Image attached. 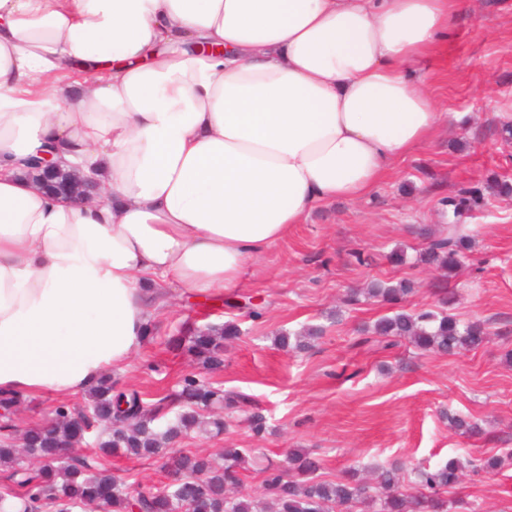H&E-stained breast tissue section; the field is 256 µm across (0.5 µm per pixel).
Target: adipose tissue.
<instances>
[{"label": "adipose tissue", "mask_w": 512, "mask_h": 512, "mask_svg": "<svg viewBox=\"0 0 512 512\" xmlns=\"http://www.w3.org/2000/svg\"><path fill=\"white\" fill-rule=\"evenodd\" d=\"M461 6L0 0V393L84 397L168 290L230 296L313 209L368 194L440 123L416 69ZM66 59L95 67L53 81ZM51 142L103 200L33 184Z\"/></svg>", "instance_id": "1"}]
</instances>
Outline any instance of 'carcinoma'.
<instances>
[{"instance_id":"1","label":"carcinoma","mask_w":512,"mask_h":512,"mask_svg":"<svg viewBox=\"0 0 512 512\" xmlns=\"http://www.w3.org/2000/svg\"><path fill=\"white\" fill-rule=\"evenodd\" d=\"M464 248L460 225L450 224L445 233L428 240L419 261L449 275ZM411 292L408 280L396 286L375 282L368 289L370 297L390 304ZM367 332L388 344L408 336L423 351L456 354L480 347L488 328L481 321L462 326L445 312L401 308L379 318ZM238 335L232 323L195 329L188 351L201 360L205 374H182L178 390L155 402L145 401L139 391L120 385L110 374L102 378L83 398L97 424L96 448L74 447L75 407L68 402L53 406L51 422L26 429L22 446L11 438L12 418L5 417L0 425V469L9 485L0 491V512H11L16 500L24 503V512H67L75 503L86 512H357L376 504V512H448L444 494L460 482L465 470L456 458L432 469H416L415 481L408 485L400 479L402 467L380 468L375 484L369 485L355 468L340 481L321 479V460L294 449L262 469L260 492L250 494L239 489L249 449L226 448L219 457L179 449L165 460V467L180 475L176 482L141 485L130 493L106 457L150 459L164 445L191 434L218 437L224 433V410L232 406L251 409L250 429L256 435L265 431L266 417L248 396L228 395L207 378L223 370L224 342Z\"/></svg>"}]
</instances>
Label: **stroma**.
Returning a JSON list of instances; mask_svg holds the SVG:
<instances>
[{"label":"stroma","mask_w":512,"mask_h":512,"mask_svg":"<svg viewBox=\"0 0 512 512\" xmlns=\"http://www.w3.org/2000/svg\"><path fill=\"white\" fill-rule=\"evenodd\" d=\"M428 84L439 128L431 141L403 156L372 192L315 208L288 237L250 264L236 299L261 300V318L236 308L213 311L172 297L150 317L148 343L115 377L149 394L171 391L180 374L199 370L187 350L166 341L192 325L235 323L240 334L224 352L213 379L250 395L267 430L253 436L242 413H229L224 435L189 436L183 448H250L256 468L244 478L257 491L258 467L302 448L321 458V476L337 480L348 467L368 473L390 464L433 466L451 458L485 459L512 452V197L494 181L512 178V0H463L454 31L433 60ZM463 187L480 196L464 217L467 247L457 274L442 283L417 263L428 237L448 221V201ZM405 254L403 264L390 258ZM364 252L357 264L353 252ZM412 281L408 309H433L440 288L460 323L482 321L491 336L481 348L439 355L406 340L382 348L365 331L391 306L373 299L347 304L350 291L370 282ZM319 328L312 349L280 347L279 333ZM477 422L482 435L451 429L449 415ZM130 486L167 482L159 460L112 457ZM449 512H512V464L498 473L468 470L447 493Z\"/></svg>","instance_id":"35a3bbf8"}]
</instances>
